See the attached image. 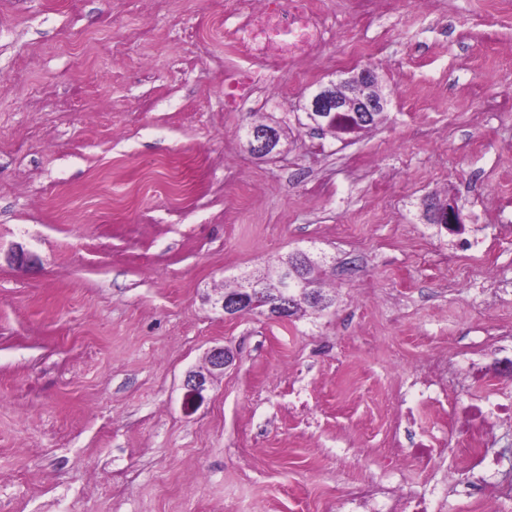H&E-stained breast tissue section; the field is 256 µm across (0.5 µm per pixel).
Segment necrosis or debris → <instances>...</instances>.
Masks as SVG:
<instances>
[{
	"label": "necrosis or debris",
	"instance_id": "4bbe7bcc",
	"mask_svg": "<svg viewBox=\"0 0 512 512\" xmlns=\"http://www.w3.org/2000/svg\"><path fill=\"white\" fill-rule=\"evenodd\" d=\"M239 21L224 39L249 60L224 84V105L239 109L264 81L265 70L283 62L300 63L328 39L307 0H236ZM454 355L435 353L413 370L412 406L396 413L388 434L389 458L397 472L416 480L391 481L369 474L338 494L329 512H446L448 481L439 475L447 458L465 470L479 469L464 497L467 512H512V480H506L495 453L497 431L512 427V391L486 384L470 402Z\"/></svg>",
	"mask_w": 512,
	"mask_h": 512
}]
</instances>
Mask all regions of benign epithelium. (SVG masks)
<instances>
[{
    "label": "benign epithelium",
    "instance_id": "1",
    "mask_svg": "<svg viewBox=\"0 0 512 512\" xmlns=\"http://www.w3.org/2000/svg\"><path fill=\"white\" fill-rule=\"evenodd\" d=\"M342 84L352 87L356 96L348 98L340 95L337 86L332 83L320 87L303 105L307 117L322 132L335 129L338 112H380L386 106L387 100L378 89L379 79L374 68L363 67L342 80ZM278 145L279 133L273 125L255 126L247 131L248 150L256 157L279 152ZM421 219L426 224H446L450 232L464 224V216L458 206L443 204L435 198L428 200L421 212ZM248 293L250 290L245 289L243 294L231 299L218 297L213 300L214 308L226 318L241 317L248 313ZM207 358V369H190L184 376L183 409L187 412L204 402L213 379L224 375V369L233 361V356L221 346L211 348Z\"/></svg>",
    "mask_w": 512,
    "mask_h": 512
}]
</instances>
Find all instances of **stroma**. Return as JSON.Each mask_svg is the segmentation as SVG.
Returning <instances> with one entry per match:
<instances>
[{
  "label": "stroma",
  "instance_id": "1",
  "mask_svg": "<svg viewBox=\"0 0 512 512\" xmlns=\"http://www.w3.org/2000/svg\"><path fill=\"white\" fill-rule=\"evenodd\" d=\"M310 5L330 41L306 77L268 72L266 106L229 112L212 0H0V512H326L381 466L410 366L512 323V0H393L363 56L348 0ZM365 66L382 124L302 121ZM253 120L281 153L245 149ZM432 193L463 236L422 222ZM299 250L331 308L213 310ZM215 346L234 360L185 413Z\"/></svg>",
  "mask_w": 512,
  "mask_h": 512
}]
</instances>
